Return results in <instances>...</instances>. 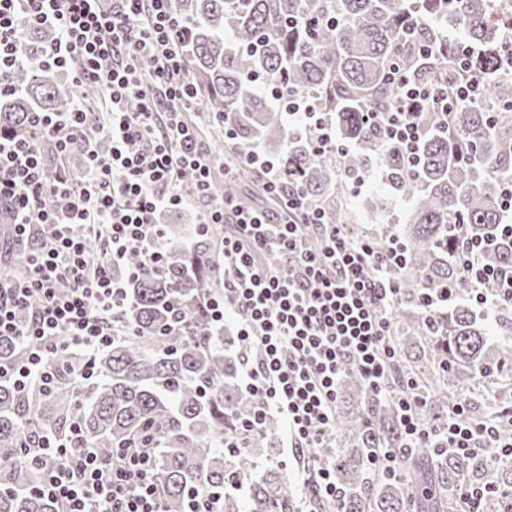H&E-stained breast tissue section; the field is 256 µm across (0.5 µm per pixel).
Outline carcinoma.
I'll use <instances>...</instances> for the list:
<instances>
[{
    "instance_id": "cac0c4a2",
    "label": "carcinoma",
    "mask_w": 512,
    "mask_h": 512,
    "mask_svg": "<svg viewBox=\"0 0 512 512\" xmlns=\"http://www.w3.org/2000/svg\"><path fill=\"white\" fill-rule=\"evenodd\" d=\"M173 6L187 25L189 75L208 111L233 127L235 155L260 142L274 148L283 171L302 184L327 224L343 222L345 180L362 176L375 158L391 189L412 193L397 234L403 255L394 274L401 293L391 318L397 367L379 395L357 375H345L340 395H352V409L336 426V445L344 453L334 456L325 448L323 456L336 457L344 512H448L457 507L461 479L484 470L485 459L463 458L451 448L411 447L393 392L403 379L414 378L408 354L416 347L431 349L439 371L428 378L433 397L421 419L440 422L466 382L512 361V346L493 343L489 318L470 304L472 283L458 260L454 229L463 225L467 237L481 244L483 263L512 271V238L501 234L507 213L499 190L500 180L512 177V52L503 48L512 0H174ZM424 17L447 19L459 29L460 41L419 52L431 40L420 25ZM226 35L235 48L224 46ZM55 37L51 29L27 30L30 58L37 59ZM459 44L472 54L463 56ZM394 61L419 81L445 75L450 92L461 72L480 85L477 99H459L448 111L446 128L438 109L420 112L425 134L414 180L405 173L399 146L361 121L366 110L393 108L396 89L387 69ZM250 73L285 80L291 90L313 97L354 149L340 157L319 154L309 139L287 137L282 110L262 87L245 81ZM11 81L21 92L0 100L1 132L30 129L34 112H68L75 105L70 77L60 70L33 64L14 72ZM87 106L84 138L104 153L108 143L96 100ZM43 151L50 174L68 168L56 161L51 142H43ZM240 192L237 182L215 169L212 198ZM8 221L5 212L3 245L10 270L19 273L24 250L8 239ZM159 229L164 269L126 281L124 331L112 337L111 347L94 354L65 348L48 392L0 381V512H61L59 504L33 491L40 471L24 452L46 434L76 448L89 446L102 457L134 441L148 444L157 454L163 512H185L197 489L223 491L224 512H295L296 490L274 473L238 497L237 482L253 463L249 454L224 447L246 408L236 359L226 353L235 339H224L220 328L197 335L221 292L224 227L202 228L186 244L179 225ZM448 287L451 301L426 318L420 297ZM23 356L18 340L0 337V363ZM88 371L94 372L90 380ZM279 429L278 420H269L247 439V447L271 444ZM382 448L397 449L403 477L369 478L364 461Z\"/></svg>"
}]
</instances>
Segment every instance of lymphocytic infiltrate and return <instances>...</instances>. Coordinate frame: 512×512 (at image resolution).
<instances>
[{
  "label": "lymphocytic infiltrate",
  "mask_w": 512,
  "mask_h": 512,
  "mask_svg": "<svg viewBox=\"0 0 512 512\" xmlns=\"http://www.w3.org/2000/svg\"><path fill=\"white\" fill-rule=\"evenodd\" d=\"M32 27L56 32L39 66L68 71L75 85L96 94L110 151L99 154L85 141L87 112L80 101L68 112L33 113L29 133L0 135V204L11 214L12 239L22 243L32 228L41 231L25 276L0 280V337L18 339L26 351L22 364L0 365V378L46 391L62 348L93 353L111 345L120 333L116 316L127 302L115 270L135 252L143 269L164 267L155 216L186 204L179 177L191 169L203 205L200 224L226 227L224 288L210 317L220 323L226 312L246 314L238 337L249 408L224 445L242 448L267 420H281L282 445L306 491L301 512H315L312 490L340 512L343 493L321 451L336 442L342 375L354 372L376 393L397 360L390 338L400 293L391 275L396 247L354 237L342 224L322 223L299 183L285 182L280 167L258 148L241 162L262 168L263 191L283 203L286 217L229 198L210 199L215 155L186 67L180 37L185 25L172 0H0V98L15 94L10 76L31 61L23 33ZM388 76L397 88L393 110H367L362 120L401 147L412 176L424 128L411 119L410 109L429 105L447 112L449 98L473 96L478 84L465 79L451 90L414 80L396 64ZM272 97L284 103L292 136L311 137L319 153L338 149L335 128L311 98L284 84ZM45 139L64 157L81 150L83 173L50 180L41 149ZM310 228L318 231V247L306 242ZM93 236L101 242L95 256L86 245ZM480 254L470 244L460 256L476 282L475 302L491 314L512 307V274L482 264ZM489 281L496 285L491 294L483 289ZM26 306L32 312L22 324L18 311ZM396 397L404 431L417 447L451 448L462 457L482 449L512 461V441L501 439L496 420L473 418L460 403L446 421L426 425L419 411L427 400L415 381L403 384ZM30 454L42 474L37 493L56 501L62 512H162L154 449L121 448L104 459L93 449L46 439Z\"/></svg>",
  "instance_id": "obj_1"
}]
</instances>
